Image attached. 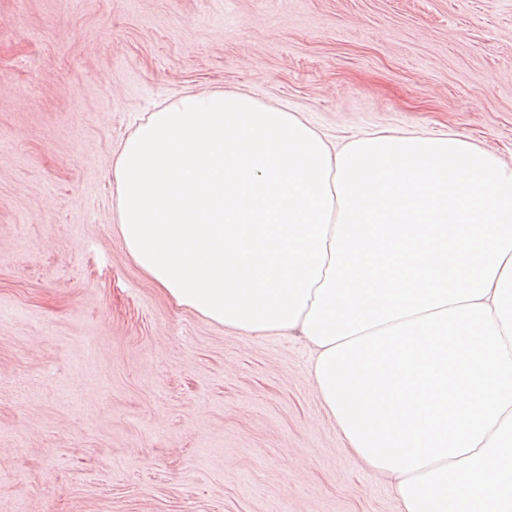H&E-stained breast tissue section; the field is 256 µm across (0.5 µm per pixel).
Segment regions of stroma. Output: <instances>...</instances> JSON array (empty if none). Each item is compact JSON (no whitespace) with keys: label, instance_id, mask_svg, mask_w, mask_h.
I'll return each mask as SVG.
<instances>
[{"label":"stroma","instance_id":"obj_1","mask_svg":"<svg viewBox=\"0 0 512 512\" xmlns=\"http://www.w3.org/2000/svg\"><path fill=\"white\" fill-rule=\"evenodd\" d=\"M512 166V0H0V512H398L297 336L171 302L113 166L188 92Z\"/></svg>","mask_w":512,"mask_h":512}]
</instances>
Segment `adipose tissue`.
Here are the masks:
<instances>
[{
  "instance_id": "ef3b65f1",
  "label": "adipose tissue",
  "mask_w": 512,
  "mask_h": 512,
  "mask_svg": "<svg viewBox=\"0 0 512 512\" xmlns=\"http://www.w3.org/2000/svg\"><path fill=\"white\" fill-rule=\"evenodd\" d=\"M114 173L143 275L225 328L305 338L399 512H512V167L446 135L337 148L213 90L153 112Z\"/></svg>"
}]
</instances>
